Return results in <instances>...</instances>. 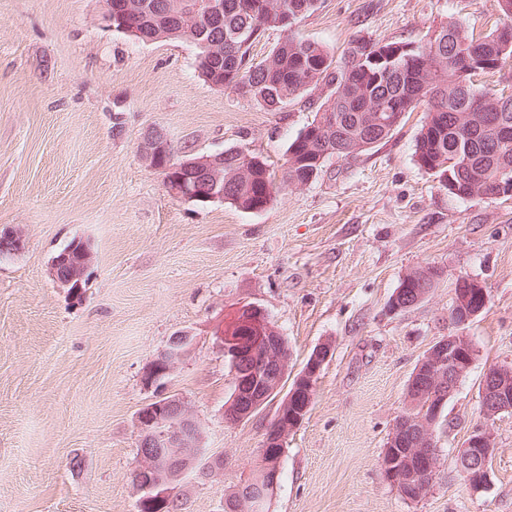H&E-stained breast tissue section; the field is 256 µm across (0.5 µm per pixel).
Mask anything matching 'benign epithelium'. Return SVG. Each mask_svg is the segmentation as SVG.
Wrapping results in <instances>:
<instances>
[{
	"label": "benign epithelium",
	"mask_w": 512,
	"mask_h": 512,
	"mask_svg": "<svg viewBox=\"0 0 512 512\" xmlns=\"http://www.w3.org/2000/svg\"><path fill=\"white\" fill-rule=\"evenodd\" d=\"M121 7L123 11L116 15L113 8L105 7L102 22L110 28L115 27V23L129 14L131 3L125 0ZM223 12L224 0H196L194 16L197 18ZM140 155L148 167L162 175L165 187L173 197L224 202V152L197 154L186 151L180 156L175 155L170 151V141L164 133L150 132L140 143ZM178 171L196 173L199 178L187 182L176 175ZM25 246L26 239L20 230L0 229V248L4 252L19 253ZM93 260L89 241L76 238L52 258L49 276L59 287L77 297L82 294L85 275ZM235 324L236 335L228 331L218 337L225 356L240 375L233 382L230 423L250 418L276 393L282 400L278 416L265 430L261 448L260 467L273 491L278 484L280 460L288 435L301 424L311 406L313 380L330 354V345L318 346L302 374L305 386L299 393L290 392L283 386L289 355L278 326L260 308L250 304L238 307ZM191 351V336L185 333L173 335L167 347L147 364L145 382L156 388L164 386ZM473 360V347L468 337L462 334L444 337L419 360L411 382V397L417 400L445 386L448 392L455 391L457 377L469 371ZM480 396L483 415L489 420L511 410L512 373L487 374L481 381ZM136 424L140 462L135 476L156 475L155 482L136 485L140 512H148L154 507L165 512L175 505H182L184 498L180 497L179 483L186 475L194 473L207 481L224 470V457L210 454L203 447L201 425L181 398L165 393L155 396L140 408ZM413 424L419 437L410 453L412 462L392 472L399 482L412 483L421 476L436 474L438 450L432 437V416L399 418L389 439H402ZM493 452L491 437L482 428L473 430L460 449V467L474 487L484 486L487 460Z\"/></svg>",
	"instance_id": "benign-epithelium-1"
}]
</instances>
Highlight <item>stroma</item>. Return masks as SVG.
I'll use <instances>...</instances> for the list:
<instances>
[{
	"mask_svg": "<svg viewBox=\"0 0 512 512\" xmlns=\"http://www.w3.org/2000/svg\"><path fill=\"white\" fill-rule=\"evenodd\" d=\"M102 9L0 0V228L27 241L0 256V512H138L136 416L155 394L142 371L181 331L194 345L168 390L224 471L185 477L180 491L188 512H218L257 468L275 412L224 420L232 375L217 337L244 303L277 324L294 368L331 347L268 512H512V412L486 421L479 397L487 369L512 367V199L463 200L421 170L418 111L265 211L176 199L139 155L145 133L198 152L243 146L278 172L320 98L260 109L205 83L193 44L137 42L102 27ZM498 18L495 0H321L300 30L339 53L357 36L420 42L449 19L485 34ZM77 237L94 262L75 298L48 264ZM428 264L444 271L437 287L391 309L402 276ZM461 275L488 303L460 326L450 309ZM459 333L475 360L444 410L434 484L411 502L384 475L385 442L418 359ZM483 426L495 452L475 490L457 453Z\"/></svg>",
	"mask_w": 512,
	"mask_h": 512,
	"instance_id": "1",
	"label": "stroma"
}]
</instances>
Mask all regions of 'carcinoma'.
Here are the masks:
<instances>
[{
  "instance_id": "carcinoma-1",
  "label": "carcinoma",
  "mask_w": 512,
  "mask_h": 512,
  "mask_svg": "<svg viewBox=\"0 0 512 512\" xmlns=\"http://www.w3.org/2000/svg\"><path fill=\"white\" fill-rule=\"evenodd\" d=\"M195 0H135L128 25L158 41L181 39L180 19L193 12ZM319 0H224L220 18H199V40L224 45V57L211 62L213 78L267 112H281L319 89L324 97L313 120L288 144L280 180L269 165L245 147L224 149V202L239 210L261 212L275 194L316 179L328 163L356 157L392 137L405 116L422 109L414 157L460 199L512 197V145L502 146L485 124L476 97L502 101V115L512 123V94L506 95L475 77L501 69L512 58V44L500 43L496 31L474 36L462 24L445 21L426 40L372 41L357 37L340 57L304 37L301 20ZM293 23L284 24V17ZM268 30L281 37L269 53L250 57L253 44ZM483 47L489 65L450 79L452 59L473 43ZM428 288H395L403 305L423 301L443 271H426ZM408 459L404 444L385 449L382 465ZM267 481L259 470L224 495V512L248 501L268 502Z\"/></svg>"
}]
</instances>
